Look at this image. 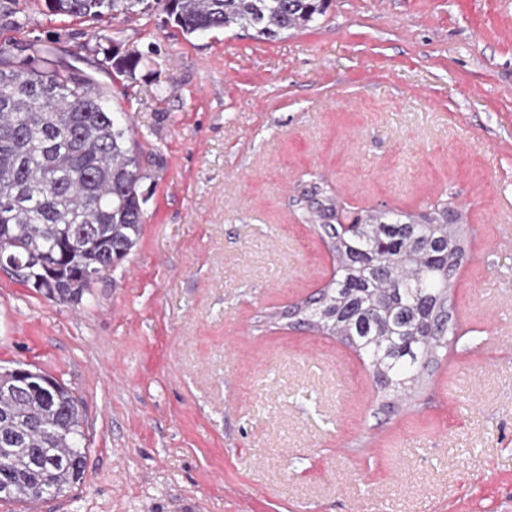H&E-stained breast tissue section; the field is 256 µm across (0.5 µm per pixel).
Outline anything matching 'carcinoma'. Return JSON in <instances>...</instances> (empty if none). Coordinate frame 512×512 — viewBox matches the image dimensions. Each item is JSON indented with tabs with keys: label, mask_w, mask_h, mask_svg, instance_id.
Instances as JSON below:
<instances>
[{
	"label": "carcinoma",
	"mask_w": 512,
	"mask_h": 512,
	"mask_svg": "<svg viewBox=\"0 0 512 512\" xmlns=\"http://www.w3.org/2000/svg\"><path fill=\"white\" fill-rule=\"evenodd\" d=\"M186 36L238 27L273 40L315 22L329 0H44L50 16L101 19L153 4ZM97 69L131 76L151 56L100 50ZM62 59L55 42L0 44V266L41 281L47 299L79 302L95 280L136 246L144 221L140 160L111 92ZM337 271L313 296L282 312L295 327L338 338L366 358L384 405L411 389L437 353L465 335L448 310L466 256L467 224L447 207L370 210L361 228L332 223L336 201L302 192ZM84 414L60 381L40 371L0 370V500L34 502L81 482L87 466Z\"/></svg>",
	"instance_id": "cac0c4a2"
}]
</instances>
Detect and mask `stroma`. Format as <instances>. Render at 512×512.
Instances as JSON below:
<instances>
[{
  "mask_svg": "<svg viewBox=\"0 0 512 512\" xmlns=\"http://www.w3.org/2000/svg\"><path fill=\"white\" fill-rule=\"evenodd\" d=\"M0 42L151 53L112 90L142 156L137 245L81 301L0 269V367L81 402L82 483L0 512H512V0H331L273 40L0 0ZM465 213L448 346L391 411L336 337L272 320L331 277L305 220Z\"/></svg>",
  "mask_w": 512,
  "mask_h": 512,
  "instance_id": "1",
  "label": "stroma"
}]
</instances>
